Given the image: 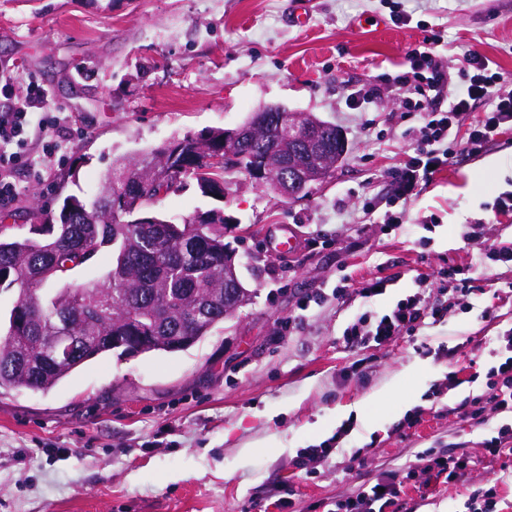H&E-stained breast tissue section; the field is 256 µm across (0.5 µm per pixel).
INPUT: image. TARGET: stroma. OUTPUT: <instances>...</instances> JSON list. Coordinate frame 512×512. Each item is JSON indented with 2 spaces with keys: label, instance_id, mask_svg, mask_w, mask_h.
<instances>
[{
  "label": "stroma",
  "instance_id": "stroma-1",
  "mask_svg": "<svg viewBox=\"0 0 512 512\" xmlns=\"http://www.w3.org/2000/svg\"><path fill=\"white\" fill-rule=\"evenodd\" d=\"M0 0V68L44 85L60 143L43 155L41 181L13 171L20 194L0 221L32 223L73 194L96 197L113 163L211 129H234L270 104L335 124L348 152L332 177L290 199L249 176H224V195L195 182L155 209L181 220L222 209L250 300L176 353L104 355L52 391L0 395V512H332L336 499L386 475H406L421 451L470 462L464 481L408 491L387 512H467L471 491L497 486L512 512V479L495 482L482 443L506 416L462 418L512 329L501 296L512 269L481 265L475 225L512 244V130L477 157L456 150L385 221L390 174L413 156L419 126L404 97L356 108L350 87L408 71L428 36L458 70L472 52L512 85V0ZM400 5L409 24L393 20ZM369 20L354 30L355 20ZM11 97V98H12ZM290 237L294 250L275 249ZM468 270V291L448 316L381 346H352L346 329L415 294L419 277L441 284ZM389 285L366 297L372 279ZM323 291L320 304L300 302ZM462 383L449 387V373ZM329 457L302 463L330 438Z\"/></svg>",
  "mask_w": 512,
  "mask_h": 512
}]
</instances>
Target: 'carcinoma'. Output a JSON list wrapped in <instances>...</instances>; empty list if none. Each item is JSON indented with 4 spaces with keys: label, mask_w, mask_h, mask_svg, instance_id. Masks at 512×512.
I'll list each match as a JSON object with an SVG mask.
<instances>
[{
    "label": "carcinoma",
    "mask_w": 512,
    "mask_h": 512,
    "mask_svg": "<svg viewBox=\"0 0 512 512\" xmlns=\"http://www.w3.org/2000/svg\"><path fill=\"white\" fill-rule=\"evenodd\" d=\"M279 152H288V135L272 118L234 148V161L216 167L208 159L224 156V130H210L116 163L100 196L71 195L58 215L34 214L39 224L26 236L1 224L0 288L15 299L0 333V394L51 391L77 368L123 351L112 346L114 336H149L142 353H173L224 322V268L236 263L224 242V214L197 212L179 222L155 215L154 174L169 172V190L191 178L203 195L218 196L224 171L248 173ZM105 248L112 249L106 281H69ZM56 336H77L81 345L56 355Z\"/></svg>",
    "instance_id": "cac0c4a2"
}]
</instances>
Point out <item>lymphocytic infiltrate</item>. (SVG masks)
<instances>
[{
	"label": "lymphocytic infiltrate",
	"instance_id": "obj_1",
	"mask_svg": "<svg viewBox=\"0 0 512 512\" xmlns=\"http://www.w3.org/2000/svg\"><path fill=\"white\" fill-rule=\"evenodd\" d=\"M436 46V39H425L422 48L410 53L412 75L400 74L393 80L395 90L413 96L422 124L414 156L392 173L396 188L390 201L393 211L385 218L389 224L402 223V207L431 181L437 170L447 167L453 157L452 145L477 154L501 131L512 129V89L503 88L500 74L494 70L491 60L476 52L468 54L459 71L463 82L455 86L438 59ZM28 90V95L17 101L10 111L0 112V205L12 204L19 196L12 179L16 164H24L34 172L40 169L37 156L19 152L29 131L36 127L44 130L56 124L47 91L35 82L30 83ZM449 91L454 94L452 101L447 109H438L437 101ZM478 101L489 102V111L479 124L463 128L465 115ZM447 313L446 305L417 293L373 322L353 324L347 328L345 336L349 343L356 345L370 341L380 344L395 336L412 334L427 320H440ZM498 342L505 356L493 369V384L471 405L469 415L477 421L483 420L489 411L499 415L512 413V336H500ZM467 466L465 459L428 451L418 454L413 469L427 480L442 479L450 484L464 475ZM403 491V480L391 474L377 485L337 500L335 512H383Z\"/></svg>",
	"mask_w": 512,
	"mask_h": 512
}]
</instances>
